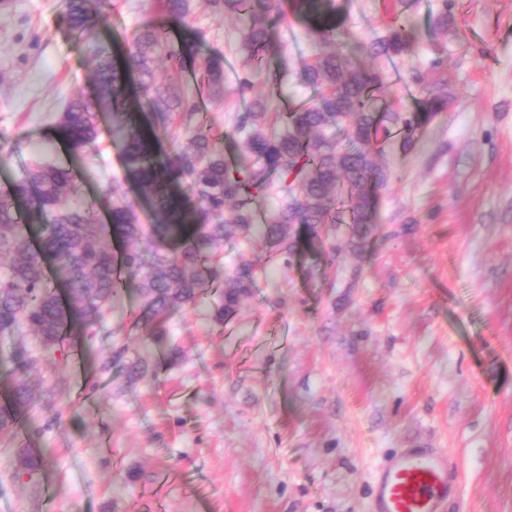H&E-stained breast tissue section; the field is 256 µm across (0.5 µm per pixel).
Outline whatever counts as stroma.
<instances>
[{
    "mask_svg": "<svg viewBox=\"0 0 512 512\" xmlns=\"http://www.w3.org/2000/svg\"><path fill=\"white\" fill-rule=\"evenodd\" d=\"M387 3L344 0L358 42L393 23ZM102 12L86 43L58 0L0 7V191L50 156L77 170L99 222L110 184L147 224L109 117L97 156L73 158L49 138L65 101L93 93L96 51L161 20L151 0H113ZM408 15L422 39L391 65L380 99L409 107L421 84L442 82L448 108L412 151L384 146L388 183L362 247L347 224L324 225L293 256L228 242L225 268L251 261L257 286L224 324L211 318L209 292L145 345L130 291L95 335L75 329L80 354L27 374L46 398L23 434L0 444V512H370L382 469L412 448L447 454L458 488L447 512H512V0H416ZM246 25L196 0L185 23L168 26L172 47L200 31L202 55L226 62L221 99L194 67L178 85L227 156L241 142L233 116L246 102L234 88ZM277 32L283 51L262 65L286 70V109L312 94L297 70L315 49L298 22ZM120 346L150 361L143 378L128 382L112 365ZM18 448L45 453L39 471H17Z\"/></svg>",
    "mask_w": 512,
    "mask_h": 512,
    "instance_id": "35a3bbf8",
    "label": "stroma"
}]
</instances>
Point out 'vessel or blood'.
I'll use <instances>...</instances> for the list:
<instances>
[{"instance_id": "b4317fda", "label": "vessel or blood", "mask_w": 512, "mask_h": 512, "mask_svg": "<svg viewBox=\"0 0 512 512\" xmlns=\"http://www.w3.org/2000/svg\"><path fill=\"white\" fill-rule=\"evenodd\" d=\"M456 493L443 453L413 450L394 457L374 490L371 512H445Z\"/></svg>"}]
</instances>
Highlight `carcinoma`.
Listing matches in <instances>:
<instances>
[{
    "label": "carcinoma",
    "instance_id": "1",
    "mask_svg": "<svg viewBox=\"0 0 512 512\" xmlns=\"http://www.w3.org/2000/svg\"><path fill=\"white\" fill-rule=\"evenodd\" d=\"M396 24L376 38L366 52L388 63L410 54L418 41L406 12L415 0H396ZM220 17L248 18L241 35L248 74H261L264 53L274 49L271 20L302 23L318 50L299 68L311 98L288 112L273 110L270 100L252 99L235 116L234 131L243 149L231 159L213 145L202 126L186 125L190 146L172 137L171 151L154 155V125L167 126L176 114L191 119L198 106L172 81L159 82L155 62L164 58L175 72L199 60L198 42L170 49L165 25H148L126 42L121 62L102 57L91 95H76L54 124L71 154L82 156L100 136L97 113H112L113 132L122 143L125 172L145 191L155 224H140L133 208L111 204L109 223L97 221L90 207L68 203L78 193L73 169L41 161L26 169L0 193V338L28 330L40 355L14 344L12 361L25 371L44 359L65 355L63 342L77 321L91 330L105 311L132 288L138 296L133 328L148 343L166 335L167 315L194 304L216 286L214 318L222 324L241 299L256 287L253 265L238 263L232 272L216 265L224 243L259 238L271 255L293 254L312 244L324 224H349L353 238L371 233L378 192L387 173L378 161L381 145L402 151L415 144L418 129L430 125L448 107L445 85L422 91L412 110L380 109L376 97L390 79L388 70L360 68L355 45L337 0H205ZM100 0H59L71 35L96 39ZM164 18H188L190 0H160ZM151 107L146 121L132 115L136 105L129 78ZM201 84L215 99L224 96V57L211 56L199 66ZM277 204L258 220L263 200ZM112 233L126 248L118 255L103 245ZM117 350L112 364L128 378H139L149 363L139 357L123 362ZM36 394L29 381L13 378L9 397L0 402V437L15 438ZM43 454L32 448L16 452L18 470L42 467Z\"/></svg>",
    "mask_w": 512,
    "mask_h": 512
}]
</instances>
